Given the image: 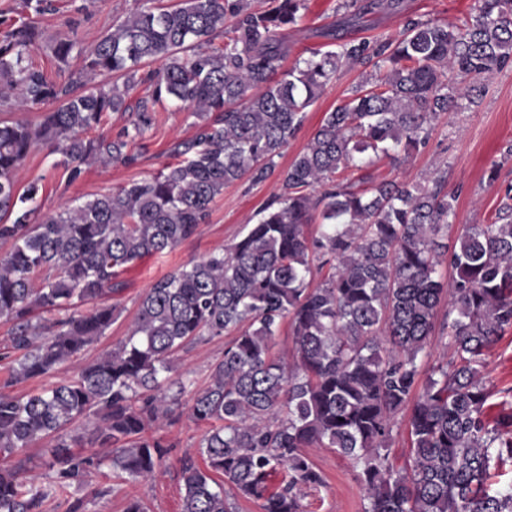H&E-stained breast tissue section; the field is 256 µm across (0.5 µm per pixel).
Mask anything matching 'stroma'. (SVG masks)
Listing matches in <instances>:
<instances>
[{"label":"stroma","instance_id":"obj_1","mask_svg":"<svg viewBox=\"0 0 512 512\" xmlns=\"http://www.w3.org/2000/svg\"><path fill=\"white\" fill-rule=\"evenodd\" d=\"M56 12L37 16V29L50 36L73 29L83 45L96 42L112 28L113 21L125 18L137 9L172 4L173 0H53ZM474 0H403L404 12L367 14L351 33L357 37H394L406 17L433 16L454 23L464 17ZM339 0H308L307 11L291 37L289 59L308 55L310 50L325 49L327 38L317 36V27L339 21ZM366 69L355 65L344 68L339 80L327 85L309 107L306 122L276 164L285 170L302 151L319 127L326 112L345 98L349 89L362 79ZM194 129L188 110L167 101L157 107V122L144 135L128 145L136 161L130 165L98 163L84 166L78 179H71L61 154L40 146L32 151L15 179L19 187L39 182L42 212H54L66 199L84 201L94 195L116 189L129 181L151 177L173 163L174 146L192 136ZM512 145V68L493 75L479 103L451 114L440 115L434 122L429 140L420 152L400 167L382 161L378 169L388 177L413 184L427 183L434 173H444L446 189L455 195L454 228L486 224L494 218L505 189L512 184V158L505 151ZM277 176L263 182L250 177L225 187L212 204L210 220L197 234L172 251L145 256L121 275L125 286L113 295L112 302L121 311L118 320L100 339L85 347L77 356L58 365L52 382L74 377L81 367L112 349L123 340L134 320L147 287L158 277L191 260L206 256L218 247L232 244L245 225L254 223L256 212L278 192ZM224 338L180 350L176 355L177 373L191 382L193 390L203 388L210 367L224 350ZM486 373L497 389L487 402L484 417L496 422L502 410L501 389L512 386V332H506L487 357ZM191 393L184 394L173 421L156 428L155 434L172 449L155 476L147 481L128 478L103 467L84 485H74L53 493L44 503V512H67L71 502L82 500L84 512H124L129 499H139L146 512H180V460L184 455H198L203 430L189 417ZM308 455L322 474L323 487L309 491L303 504L306 512H362L364 491L357 480L352 462L330 448H312Z\"/></svg>","mask_w":512,"mask_h":512}]
</instances>
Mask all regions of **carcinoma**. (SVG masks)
Instances as JSON below:
<instances>
[{
	"mask_svg": "<svg viewBox=\"0 0 512 512\" xmlns=\"http://www.w3.org/2000/svg\"><path fill=\"white\" fill-rule=\"evenodd\" d=\"M376 8L398 13L402 4L338 5L350 22ZM305 10L306 0L141 8L93 44L65 34L47 43L58 64L82 62L67 84L28 63L35 26L0 18L8 89L0 105L59 102L38 124L0 122V240L13 244L0 258V319L11 324L0 360L11 385L51 376L105 335L119 310L104 299L119 292L122 272L194 236L224 187L270 176L343 66L372 68L326 114L281 172V194L237 241L150 284L122 342L69 380L0 393V456L50 438L56 474L46 487L23 459L0 468V512H42L51 491L89 482L99 462L75 448H108L113 469L151 479L170 448L153 427L173 420L186 392L172 377L175 354L224 335V354L192 397L190 418L208 426L205 467L181 459V512H236L239 499L260 502L261 512H303V490L324 484L308 448L354 462L363 512H512V482L495 480L512 464V413L485 420L483 372L486 352L512 330V185L494 221L455 233L456 198L441 174L410 186L368 173L381 160L405 162L440 114L512 66V0H474L455 23L408 18L396 37L349 38L331 24L320 35L336 50L285 69L288 33ZM110 75L123 83L99 80ZM140 86L135 134L155 125V106L167 100L194 118L196 134L174 148L181 160L39 216L38 183L20 192L15 182L29 153L50 146L73 180L94 160L134 162L129 130L111 139L88 132L129 110ZM285 322L289 361L272 353ZM436 340L450 354L425 366ZM403 411L410 455L398 466L389 448ZM81 419L91 428L68 433ZM280 467L289 480L272 490Z\"/></svg>",
	"mask_w": 512,
	"mask_h": 512,
	"instance_id": "obj_1",
	"label": "carcinoma"
}]
</instances>
